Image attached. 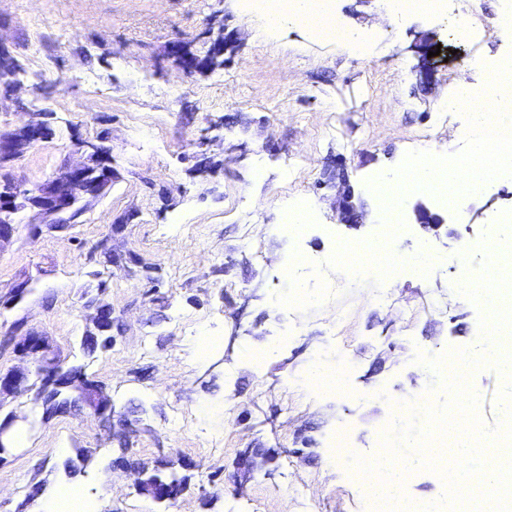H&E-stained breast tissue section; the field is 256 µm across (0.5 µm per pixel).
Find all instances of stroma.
I'll use <instances>...</instances> for the list:
<instances>
[{
  "label": "stroma",
  "instance_id": "stroma-1",
  "mask_svg": "<svg viewBox=\"0 0 512 512\" xmlns=\"http://www.w3.org/2000/svg\"><path fill=\"white\" fill-rule=\"evenodd\" d=\"M243 0H0V39L28 70L21 95L54 112V139L32 148L12 176L34 187L71 157L74 136L108 131L115 177L108 193L64 231L32 235L27 224L0 249V296L30 281L17 304L0 306V334L25 322L49 338L67 364L105 384L114 421L128 420L131 456L191 461L188 488L174 503L138 493L116 467L111 423L90 410L43 419L29 396L0 400V419H19L15 447L0 461V512H36L61 486L75 487L95 512H363L365 491L326 455L349 425L353 448L377 455L375 433L388 406L409 403L433 380L415 358L422 348L480 346L484 306L460 291L456 267L481 266L493 238L491 218L512 208V177L486 186L463 211L413 191L402 212V252L430 242L441 262L392 283L360 267L357 287L328 300L288 306L292 254L327 257L341 243L383 233L372 192L402 166L418 135L431 132L442 156L468 149L467 116L442 115L458 81L482 89L476 56H512V33L497 19L512 0H470L485 24L461 35L454 9L393 18L357 0H333L340 26L370 34L355 50L311 36L292 23L257 37ZM429 34L453 54L421 77L415 44ZM227 35L222 67L193 75L166 54L180 42L205 53ZM334 161L360 201L365 221L337 223ZM213 169L199 177L196 168ZM312 200L302 231L284 222L288 207ZM441 214L435 231L417 224L415 202ZM136 212L117 237L113 221ZM137 255L132 269H100L89 254L104 239ZM160 277L150 285L142 266ZM86 295L100 296L123 324L112 348L88 352ZM206 335L204 357L193 345ZM341 375L349 397L301 384L311 364ZM467 381L483 421L506 416L499 369ZM92 449L83 458L81 449ZM246 448H270V462L244 482L234 462Z\"/></svg>",
  "mask_w": 512,
  "mask_h": 512
}]
</instances>
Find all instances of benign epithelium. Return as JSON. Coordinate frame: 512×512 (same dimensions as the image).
I'll use <instances>...</instances> for the list:
<instances>
[{"label": "benign epithelium", "instance_id": "7a95c632", "mask_svg": "<svg viewBox=\"0 0 512 512\" xmlns=\"http://www.w3.org/2000/svg\"><path fill=\"white\" fill-rule=\"evenodd\" d=\"M436 45L437 42L428 36L415 44L422 62L421 74L424 76L429 74L432 64L428 52L436 51ZM14 105L27 115V120L7 132L0 130V248L11 242L17 231L16 214H30L29 230L38 234L44 227L71 223L86 206L104 196L112 187V147L107 145V137L104 135L94 139L73 140V152L80 155L81 160L77 163H62L52 177L34 188L29 189L16 181L10 171L34 146L42 142L40 128L43 116L32 111L19 97L15 98ZM335 211L338 224L363 223L364 214L354 204L350 186L343 181L337 186ZM413 213L417 223L431 230L445 223L442 216L431 212L421 202L414 205ZM9 347L31 367L51 373V386L56 388L73 384L72 375L64 369L63 361L43 335L26 330L23 324L17 323L0 338V349ZM28 389L29 372L19 369L0 374V397L22 396ZM81 401L100 416L112 411L106 389L94 383L82 385ZM16 420L17 416L12 414L0 421V460L13 448ZM269 455L268 449H245L237 465L242 480H247L255 470L261 468ZM124 467L135 476V486L140 493L159 502L173 503L178 499V496H168L164 490L145 482L139 466L127 462Z\"/></svg>", "mask_w": 512, "mask_h": 512}]
</instances>
